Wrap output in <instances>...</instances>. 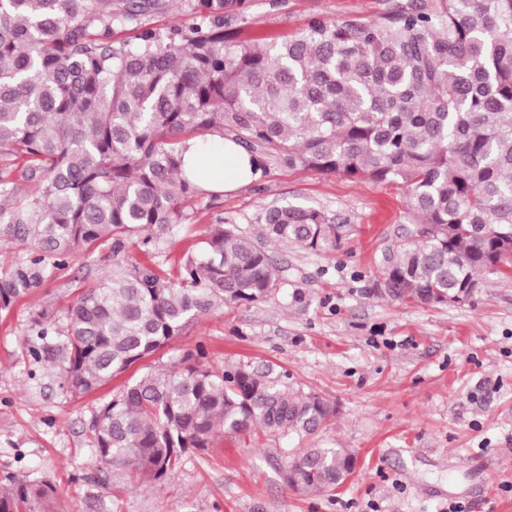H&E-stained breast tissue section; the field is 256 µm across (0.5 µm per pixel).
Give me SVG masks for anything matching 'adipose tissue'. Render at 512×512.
<instances>
[{
  "label": "adipose tissue",
  "mask_w": 512,
  "mask_h": 512,
  "mask_svg": "<svg viewBox=\"0 0 512 512\" xmlns=\"http://www.w3.org/2000/svg\"><path fill=\"white\" fill-rule=\"evenodd\" d=\"M183 170L200 189L216 194L236 191L259 178L249 155L231 139L219 137L186 142Z\"/></svg>",
  "instance_id": "obj_1"
}]
</instances>
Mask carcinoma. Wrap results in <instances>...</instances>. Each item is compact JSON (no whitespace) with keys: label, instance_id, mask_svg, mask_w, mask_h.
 <instances>
[{"label":"carcinoma","instance_id":"cac0c4a2","mask_svg":"<svg viewBox=\"0 0 512 512\" xmlns=\"http://www.w3.org/2000/svg\"><path fill=\"white\" fill-rule=\"evenodd\" d=\"M193 23L161 34L143 19L161 0H0V240L27 256L0 271V312L83 253L110 267L63 321L32 318L39 360L92 392L222 304L264 301L278 281L271 240L336 250L339 217L275 201L257 236L215 219L169 262L129 263L145 232L183 229L202 190L181 176L183 144L232 135L261 172L278 159L350 179L392 182L411 227L382 253L373 291L406 303L473 295L512 264V0H384L373 19L313 16L277 43L239 38L251 0H179ZM116 29L137 32L114 45ZM203 349L128 380L92 420V460L159 479L190 448L256 428L312 435L333 407L272 365L215 370ZM348 448H306L288 485L335 490ZM54 488L15 478L0 512H52Z\"/></svg>","mask_w":512,"mask_h":512}]
</instances>
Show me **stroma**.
I'll use <instances>...</instances> for the list:
<instances>
[{
	"label": "stroma",
	"instance_id": "1",
	"mask_svg": "<svg viewBox=\"0 0 512 512\" xmlns=\"http://www.w3.org/2000/svg\"><path fill=\"white\" fill-rule=\"evenodd\" d=\"M382 8V0H254L241 36L277 42L316 14L372 18ZM274 199L336 213L340 249L270 244L280 272L269 298L190 322L148 362L165 368L202 346L216 369L239 361L284 368L334 407L323 427L305 438L258 429L221 436L158 480L91 466V419L125 376L75 396L30 353L34 314L63 315L77 280L106 273L101 253H88L0 314V485L11 476L49 483L56 512H448L452 504L512 512V275H487L461 305L377 298L381 253L407 222L403 190L277 160L259 182L184 203L188 224L169 254L204 238L220 216L257 232V213ZM332 446L358 454L344 484L325 494L288 486L301 449Z\"/></svg>",
	"mask_w": 512,
	"mask_h": 512
}]
</instances>
